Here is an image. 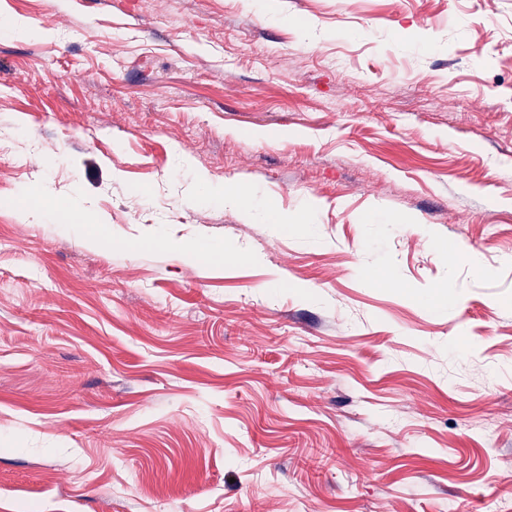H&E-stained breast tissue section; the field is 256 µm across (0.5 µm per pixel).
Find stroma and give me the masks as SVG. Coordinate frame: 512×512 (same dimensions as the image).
Listing matches in <instances>:
<instances>
[{
	"label": "stroma",
	"instance_id": "1",
	"mask_svg": "<svg viewBox=\"0 0 512 512\" xmlns=\"http://www.w3.org/2000/svg\"><path fill=\"white\" fill-rule=\"evenodd\" d=\"M1 13L0 512H512V0Z\"/></svg>",
	"mask_w": 512,
	"mask_h": 512
}]
</instances>
